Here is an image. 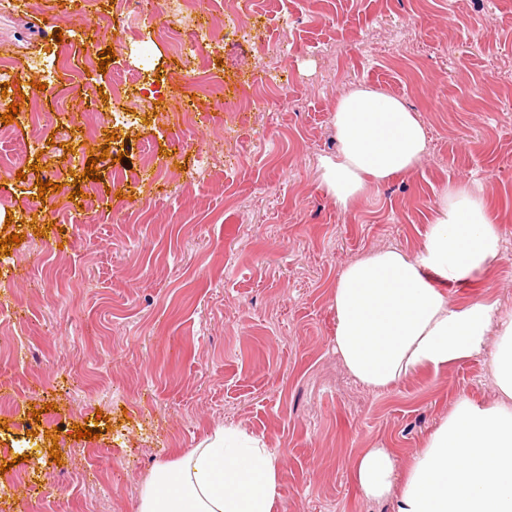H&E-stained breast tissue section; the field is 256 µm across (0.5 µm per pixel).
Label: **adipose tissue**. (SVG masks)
<instances>
[{
    "label": "adipose tissue",
    "instance_id": "adipose-tissue-1",
    "mask_svg": "<svg viewBox=\"0 0 512 512\" xmlns=\"http://www.w3.org/2000/svg\"><path fill=\"white\" fill-rule=\"evenodd\" d=\"M332 122L339 149L323 160V179L343 207L369 184L414 170L426 152L418 114L370 87L344 94ZM499 257L483 196L458 183L443 191L419 252L379 249L339 273L336 351L357 382L387 390L416 371L437 372L486 351L500 395L490 406L458 399L406 467L388 449H366L354 469L364 497L394 498L396 512H512V312L481 299L456 306L443 289ZM276 487L273 451L227 427L156 466L138 512H278Z\"/></svg>",
    "mask_w": 512,
    "mask_h": 512
}]
</instances>
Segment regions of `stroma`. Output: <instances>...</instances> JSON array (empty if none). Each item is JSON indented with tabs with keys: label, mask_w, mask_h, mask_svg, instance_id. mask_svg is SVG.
<instances>
[{
	"label": "stroma",
	"mask_w": 512,
	"mask_h": 512,
	"mask_svg": "<svg viewBox=\"0 0 512 512\" xmlns=\"http://www.w3.org/2000/svg\"><path fill=\"white\" fill-rule=\"evenodd\" d=\"M78 2L54 20L43 0H0L20 105L0 137V228L24 237L0 253V345L15 349L0 359V512H137L154 466L228 426L275 452L287 512H393L355 486L358 457L386 448L405 466L460 396L494 404L490 355L368 389L336 352V278L377 249L419 251L442 190L465 183L501 257L448 299L512 311V0H197L176 18L181 47L156 34L170 0ZM192 68L209 91L187 89ZM362 84L417 112L428 147L344 210L320 160L337 100ZM93 154L102 179L73 199ZM78 425L96 438L73 439Z\"/></svg>",
	"instance_id": "stroma-1"
}]
</instances>
